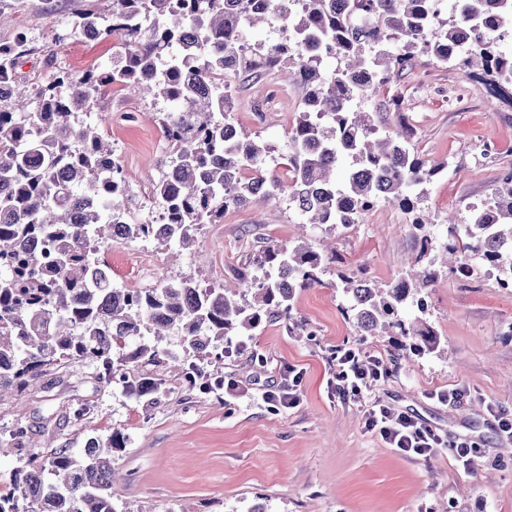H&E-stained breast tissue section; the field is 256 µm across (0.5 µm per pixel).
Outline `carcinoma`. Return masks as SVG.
I'll use <instances>...</instances> for the list:
<instances>
[{"label": "carcinoma", "mask_w": 512, "mask_h": 512, "mask_svg": "<svg viewBox=\"0 0 512 512\" xmlns=\"http://www.w3.org/2000/svg\"><path fill=\"white\" fill-rule=\"evenodd\" d=\"M431 0H90L68 35L87 31L117 40L112 59L79 73L60 70L29 93L17 69L28 51L18 29L0 43V397L38 382L51 364L91 360L97 380L122 383L138 398L158 393L159 379L130 375L147 358L181 365L163 347L172 334L201 360L220 358L224 344L251 336L264 321L291 317L296 293L323 285L330 263L306 245L259 246L256 271L234 289L203 288L191 277L152 288H118L103 254L112 244L150 241L171 252L188 249L205 224L263 195L288 191L304 223L347 229L345 215L362 216L381 202L410 217L415 268L387 284L365 274H339L354 326L362 336L400 337L415 355L438 352L440 339L425 318L428 288L441 269L475 260L512 284V174L468 218H448L454 241L443 240L438 263L429 216L420 206L436 168L409 148V130L385 134L363 108L420 53L452 59L487 76L489 93L512 90V53L488 32L467 45L462 33L512 23V0H470L448 24L430 26ZM370 18L376 37L361 28ZM282 22V39L252 42L247 31ZM276 68L303 92V110L289 135L283 166L288 184L269 174L271 145L235 128L232 83ZM162 100L160 126L171 156L153 183L165 237L135 220V197L112 143L98 133L91 106L107 86ZM44 241L46 263L30 250ZM187 387L208 392L224 379L198 364L181 369ZM18 429L0 440V455L23 448ZM124 438H91L69 448L30 453L15 470L0 512H116L112 449Z\"/></svg>", "instance_id": "1"}]
</instances>
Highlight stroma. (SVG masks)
Returning <instances> with one entry per match:
<instances>
[{"mask_svg":"<svg viewBox=\"0 0 512 512\" xmlns=\"http://www.w3.org/2000/svg\"><path fill=\"white\" fill-rule=\"evenodd\" d=\"M88 0H0L8 19L0 42L15 29L29 37L19 66L30 84L44 83L57 68L77 71L108 61L112 41L66 38L71 19ZM401 96L402 112L387 102ZM163 102L144 100L118 86L99 101L109 115L104 127L133 191L149 199L151 185L169 151L159 127ZM301 109L296 86L275 74L245 78L236 85V127L275 145L268 160L285 177L281 158ZM371 110L384 130L406 120L414 134L410 148L440 171L423 202L435 220L464 212L485 198L502 169L512 168V104L492 99L484 80L422 55L401 77L383 86ZM134 121H127V114ZM494 144L492 154L482 142ZM287 194L254 197L229 211L223 223L204 225L191 250L170 263L153 242L113 245L112 280L138 287L137 264L154 267L157 279L194 277L219 286L250 271L258 239L290 246L334 241L341 266L329 267L323 286L296 294L289 320L265 322L246 351L207 361L208 371L237 381L241 395L183 388L164 364L142 362L135 371L164 382L153 399H138L119 384L103 387L89 362L51 366L39 383L0 400V439L16 428L37 443L84 448L89 438L118 432L125 447L112 451L119 480L112 487L118 512H249L262 502L266 512H512V438L503 435L492 407L512 412V288L495 276L467 280L441 273L428 291L427 318L441 338L437 356L409 357L390 337L361 336L342 311L337 289L342 271L364 270L373 281L395 279L415 251L407 216L377 205L350 229L301 230ZM350 343L382 355L390 374L373 399L416 417L448 439H474L482 448L470 470H461L450 449L429 459L408 458L366 433L363 402L331 395L336 346ZM302 368L301 402L284 409L253 402L274 389L283 366ZM458 388L455 406L431 399L435 389ZM91 410L81 419L72 412Z\"/></svg>","mask_w":512,"mask_h":512,"instance_id":"obj_1","label":"stroma"}]
</instances>
